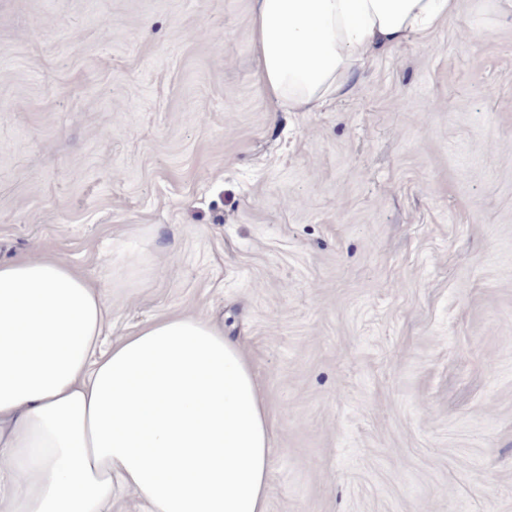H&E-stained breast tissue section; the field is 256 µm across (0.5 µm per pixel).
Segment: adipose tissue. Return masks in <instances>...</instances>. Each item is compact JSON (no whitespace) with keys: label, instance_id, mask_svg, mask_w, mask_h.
Segmentation results:
<instances>
[{"label":"adipose tissue","instance_id":"ef3b65f1","mask_svg":"<svg viewBox=\"0 0 512 512\" xmlns=\"http://www.w3.org/2000/svg\"><path fill=\"white\" fill-rule=\"evenodd\" d=\"M453 0H255L254 61L308 110ZM110 309L59 258L0 261V512H267L273 429L257 375L203 316L105 342Z\"/></svg>","mask_w":512,"mask_h":512}]
</instances>
